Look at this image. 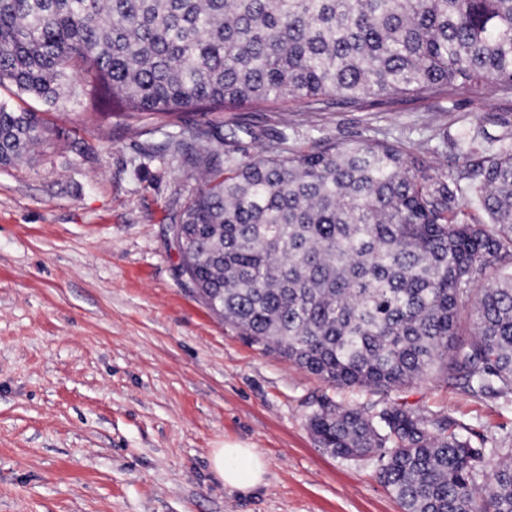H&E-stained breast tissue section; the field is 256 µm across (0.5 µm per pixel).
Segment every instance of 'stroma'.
Instances as JSON below:
<instances>
[{
	"label": "stroma",
	"mask_w": 512,
	"mask_h": 512,
	"mask_svg": "<svg viewBox=\"0 0 512 512\" xmlns=\"http://www.w3.org/2000/svg\"><path fill=\"white\" fill-rule=\"evenodd\" d=\"M0 101L51 129L35 158L0 166V512H402L373 461L319 448L307 417L321 395L383 407L384 390L330 386L244 340L198 299L170 225L197 175L155 152L199 116L130 126L111 97L52 107L0 86ZM512 94L286 97L213 112L243 155L284 143L310 152L384 140L456 174L494 137L512 148ZM152 144L144 152V144ZM409 402L456 421L471 443L501 446L512 401L471 397L428 378ZM229 441L268 462L242 494L211 468Z\"/></svg>",
	"instance_id": "1"
}]
</instances>
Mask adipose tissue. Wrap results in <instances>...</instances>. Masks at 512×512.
Here are the masks:
<instances>
[{
    "mask_svg": "<svg viewBox=\"0 0 512 512\" xmlns=\"http://www.w3.org/2000/svg\"><path fill=\"white\" fill-rule=\"evenodd\" d=\"M211 464L226 488L242 493L263 485L268 467L266 460L254 448L237 442L214 449Z\"/></svg>",
    "mask_w": 512,
    "mask_h": 512,
    "instance_id": "1",
    "label": "adipose tissue"
}]
</instances>
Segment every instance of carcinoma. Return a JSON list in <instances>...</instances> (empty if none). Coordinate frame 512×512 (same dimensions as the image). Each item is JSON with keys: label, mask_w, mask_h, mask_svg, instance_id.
Wrapping results in <instances>:
<instances>
[{"label": "carcinoma", "mask_w": 512, "mask_h": 512, "mask_svg": "<svg viewBox=\"0 0 512 512\" xmlns=\"http://www.w3.org/2000/svg\"><path fill=\"white\" fill-rule=\"evenodd\" d=\"M141 121L291 95L512 93V0H0V86L57 106L70 83ZM0 103V165L47 140ZM201 122L162 150L201 175L171 225L181 273L224 323L377 410L322 397L331 456L381 462L403 512H512V456L401 393L436 375L512 400V149L456 175L360 139L224 160ZM486 478L485 494L476 479Z\"/></svg>", "instance_id": "1"}]
</instances>
